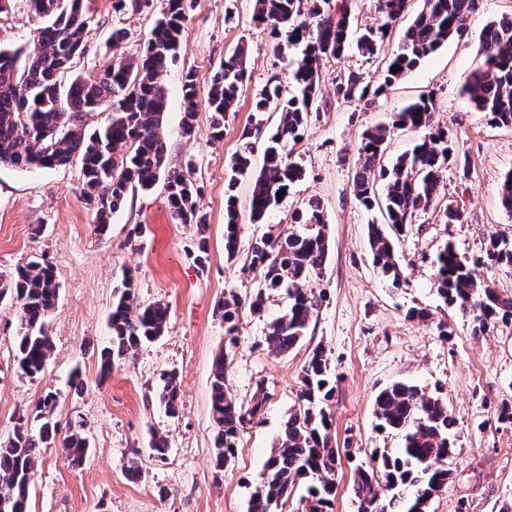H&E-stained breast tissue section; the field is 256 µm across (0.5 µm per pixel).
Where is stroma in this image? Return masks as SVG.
<instances>
[{
    "mask_svg": "<svg viewBox=\"0 0 512 512\" xmlns=\"http://www.w3.org/2000/svg\"><path fill=\"white\" fill-rule=\"evenodd\" d=\"M254 4L187 0V51L165 77L166 165L190 169L200 189L199 206L208 221L207 265L195 260V225L173 219L163 185L135 194L113 214L108 233L102 235L83 193L78 164L53 170L0 165V274L38 256L52 264L60 285L48 322L53 350L44 373L34 378L18 369L15 308L0 303V440L11 434L18 413L34 412L39 399L52 391L59 400L55 420L83 419L91 442L79 468L68 467L58 449H44L30 512H247L296 402L302 366L317 345L336 372L331 414L337 443H348L363 461L373 449L399 447L397 436L376 430L374 400L394 382L416 384L439 394L455 419L453 474L433 499L431 512H512V424L498 418L501 409H512V323H495L473 335L468 319L438 295L431 265L449 242L472 259L491 235L512 241V218L498 203L503 176L512 169V128L493 125L463 92L483 59L481 30L511 12L512 0H480L467 36L448 41L367 104L338 99L336 78L357 72L380 81L395 41H384L373 57L350 49L323 62L322 108L312 114L290 154L304 169L303 179L260 223L249 219L253 179L239 180L234 193L242 243L288 229L297 211L317 201L327 219L330 251L325 272L315 283L324 300L298 347L277 356L260 345L268 322L286 306L283 292L266 291L262 311L243 310L226 389L246 403L256 389H263L266 403L241 434L232 462L224 472L215 471L210 371L225 338L214 309L226 291L247 302L262 286L259 272L224 257L226 176L243 127L260 119L269 125L275 121L272 113L255 112L256 98L274 77L284 94H291L292 71L300 57L299 49L254 21ZM164 7L165 0L120 10L113 0H86L92 32L72 75L89 80L102 73L112 55L108 37L116 28L127 32L124 54L141 56ZM38 24L30 0H8L0 12V47L24 46ZM241 45L247 48V79L224 118L223 138L213 139L211 114L204 108L193 137H184L181 85L186 70L207 79ZM421 95L431 98L432 123L448 129L460 162L443 175L438 208L418 213L400 240L406 281L395 289L372 263L367 227L380 216L359 205L352 177L362 133L391 123L396 112ZM446 204L463 211L465 222L445 223L441 208ZM36 226L41 229L37 235L32 232ZM127 277L141 302L167 305V325L159 340L121 361L103 379L98 349L110 336L108 314ZM411 307L426 309L427 320L407 318ZM440 323L447 324L448 337L439 336ZM171 370L181 383L175 419L156 403L160 376ZM155 433L170 441L162 463L149 447ZM134 461L142 467L136 480L128 477Z\"/></svg>",
    "mask_w": 512,
    "mask_h": 512,
    "instance_id": "1",
    "label": "stroma"
}]
</instances>
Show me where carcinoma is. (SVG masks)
Here are the masks:
<instances>
[{
    "mask_svg": "<svg viewBox=\"0 0 512 512\" xmlns=\"http://www.w3.org/2000/svg\"><path fill=\"white\" fill-rule=\"evenodd\" d=\"M41 25L23 47H0V164L22 170H53L79 163L83 190L94 204L97 230L104 235L112 214L128 197L145 193L164 178L167 202L180 224L206 229V216L198 207V188L188 176L166 169L167 143L161 133L168 106L164 75L186 51L183 33L186 0H166L165 9L150 30L145 52L137 59L124 56L121 45L127 32L110 35L112 57L102 77L85 81L67 76L75 58L87 51L89 22L83 0H31ZM423 6L405 29L396 52L384 71L383 82L371 87L362 75L350 72L336 83L345 102L377 95L404 78L421 60L454 38L467 34L468 18L478 0H422ZM408 11V0H381L383 21L368 28L357 40L358 52L372 55L391 34L394 22ZM254 19L286 30L288 40L304 44V56L292 74L296 93L286 98L278 80H271L255 103L257 112L278 113L275 131L268 135L256 123L241 131L239 150L231 162L228 187L252 168L257 141L263 143V166L254 178L249 209L258 222L304 176L289 160L288 143L297 142L312 113L320 111L318 86L323 61L338 58L348 46L354 22L349 0L333 6L331 0H256ZM483 63L469 76L463 91L475 107L497 126L512 127V14L487 23L480 34ZM247 53L237 47L221 70L209 80L206 104L212 137L224 135V114L236 104L246 78ZM401 71L393 73V66ZM197 73L183 77L182 131L190 136L198 112ZM431 99L410 103L390 125L378 124L362 134L352 179L357 201L367 210L380 211L383 221L368 225L373 263L397 286L404 271L396 256L392 235L400 236L420 211L436 206L437 190L448 164L456 160L448 130L431 124ZM110 113L91 130L84 117ZM422 132L411 151L385 165L391 130ZM499 207L512 218V171L503 179ZM238 211L229 194L225 207L224 254L236 262L241 255ZM296 228L275 238L249 243L246 261L260 273L262 287L286 289L288 306L272 320L264 336L266 349L277 355L294 349L305 337L320 307L323 294L314 282L321 277L329 256L328 225L317 204L296 212ZM436 291L443 301L469 318L479 335L493 323L512 321V294L478 278L479 266H511L512 243L496 236L487 240L479 258L469 261L448 243L436 255ZM60 285L53 267L29 261L8 276L0 275V300L18 305L13 336L22 373L42 374L52 347L47 321L59 298ZM242 303L229 292L219 301L216 317L224 323L227 341L214 357L210 373L211 414L216 425L215 469L224 471L234 458L238 437L259 413L264 395L256 390L248 406L224 389V374L231 351L238 343ZM168 307L141 304L132 278L118 292L109 316L111 345L100 355V370L112 372L115 362L137 354L164 334ZM178 376L162 375L158 402L171 418L178 415ZM336 376L325 350L315 347L302 369L297 406L289 413L277 445L266 462L268 477L255 487L247 512H283L299 486L304 512H330L336 494L335 472L340 457L332 433L330 402ZM57 395L46 393L34 415L16 416L13 431L0 441V512H29L30 488L41 449L57 443L71 467L82 466L90 441L84 424L60 429L54 419ZM376 428L401 439L398 448H377L371 462L354 470V493L360 512H430L433 498L448 483L447 467L453 448L454 419L446 402L417 385L395 382L382 389L374 402Z\"/></svg>",
    "mask_w": 512,
    "mask_h": 512,
    "instance_id": "obj_1",
    "label": "carcinoma"
}]
</instances>
